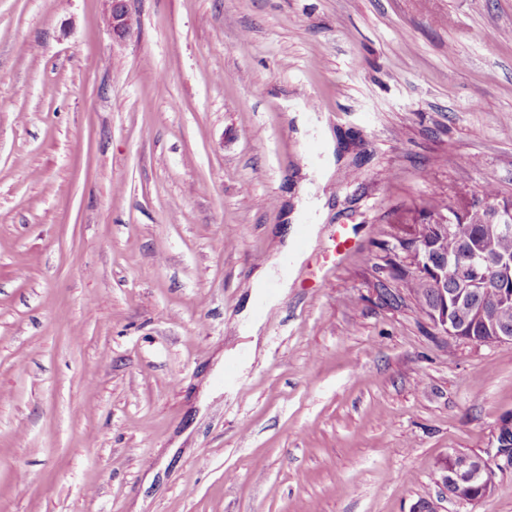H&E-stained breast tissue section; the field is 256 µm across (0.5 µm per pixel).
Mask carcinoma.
I'll list each match as a JSON object with an SVG mask.
<instances>
[{"mask_svg":"<svg viewBox=\"0 0 512 512\" xmlns=\"http://www.w3.org/2000/svg\"><path fill=\"white\" fill-rule=\"evenodd\" d=\"M499 206L512 210V198L500 195L492 186L482 188L473 201L453 205L438 198L426 207L415 222L410 237L433 256L448 260V292L455 288L454 267L475 263L480 273L479 285L472 294V305L489 313L500 302V291L512 289V281L499 265L504 258H512V232H493L490 210ZM448 231L441 232V223ZM392 277L401 282L415 301L420 312L434 321L433 310L437 301L435 292L428 288L418 268L413 264L401 265L388 261Z\"/></svg>","mask_w":512,"mask_h":512,"instance_id":"1","label":"carcinoma"}]
</instances>
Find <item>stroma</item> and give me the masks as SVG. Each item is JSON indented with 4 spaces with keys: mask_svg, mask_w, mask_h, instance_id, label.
I'll return each mask as SVG.
<instances>
[{
    "mask_svg": "<svg viewBox=\"0 0 512 512\" xmlns=\"http://www.w3.org/2000/svg\"><path fill=\"white\" fill-rule=\"evenodd\" d=\"M129 8L117 44L109 0H0V512H512V344L386 263L437 197H512V0ZM313 97L327 180L280 104ZM288 229L291 288L256 287ZM484 461L464 457L458 462L450 475L451 482L457 488L450 494L451 498L466 503H478L481 501L478 500L480 497L490 494L493 485L492 469L485 467Z\"/></svg>",
    "mask_w": 512,
    "mask_h": 512,
    "instance_id": "1",
    "label": "stroma"
}]
</instances>
